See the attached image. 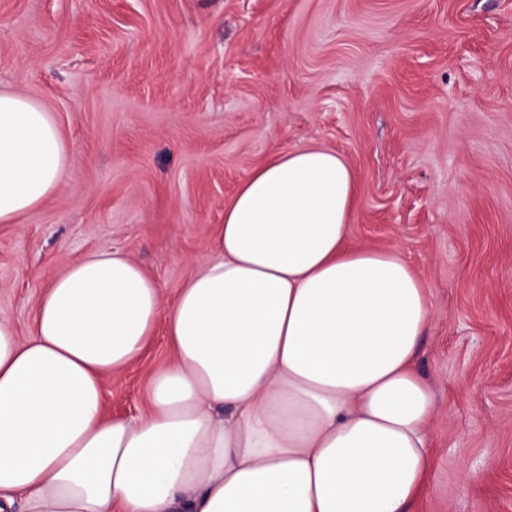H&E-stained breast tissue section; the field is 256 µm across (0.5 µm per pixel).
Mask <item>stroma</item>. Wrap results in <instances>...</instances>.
<instances>
[{"instance_id": "obj_1", "label": "stroma", "mask_w": 512, "mask_h": 512, "mask_svg": "<svg viewBox=\"0 0 512 512\" xmlns=\"http://www.w3.org/2000/svg\"><path fill=\"white\" fill-rule=\"evenodd\" d=\"M0 90L72 145L55 195L0 224L20 336L65 262L118 248L166 299L271 154L341 153L356 247H400L430 294L416 363L436 413L409 512H512V0H0ZM164 326L105 381L141 413Z\"/></svg>"}]
</instances>
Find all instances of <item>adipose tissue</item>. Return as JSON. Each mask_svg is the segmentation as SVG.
<instances>
[{
	"mask_svg": "<svg viewBox=\"0 0 512 512\" xmlns=\"http://www.w3.org/2000/svg\"><path fill=\"white\" fill-rule=\"evenodd\" d=\"M69 155L42 102L0 90V223L51 197ZM356 196L336 150L276 153L173 304L98 250L50 282L29 336L0 318V512H407L430 471V297L400 249L348 246ZM161 320L173 359L148 409L108 416L104 376Z\"/></svg>",
	"mask_w": 512,
	"mask_h": 512,
	"instance_id": "adipose-tissue-1",
	"label": "adipose tissue"
}]
</instances>
